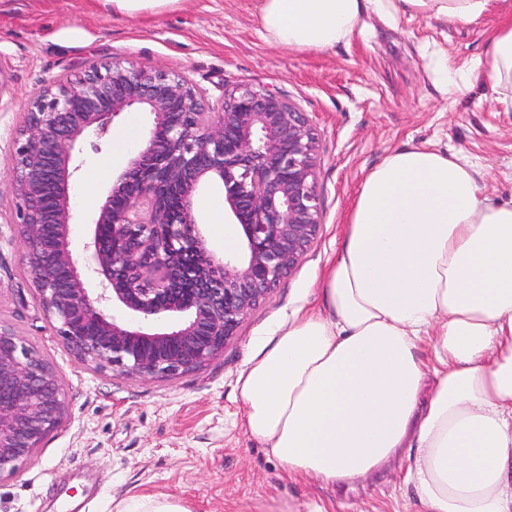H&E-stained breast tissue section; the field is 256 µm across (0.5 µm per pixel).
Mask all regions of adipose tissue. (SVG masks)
Returning a JSON list of instances; mask_svg holds the SVG:
<instances>
[{
	"label": "adipose tissue",
	"instance_id": "ef3b65f1",
	"mask_svg": "<svg viewBox=\"0 0 512 512\" xmlns=\"http://www.w3.org/2000/svg\"><path fill=\"white\" fill-rule=\"evenodd\" d=\"M491 0H255L277 45L324 52L362 16L470 24ZM512 90V18L485 64ZM319 303L277 326L238 378L244 432L294 476L351 483L409 461L419 512H512V200L476 166L410 146L371 169ZM433 350V366L419 356Z\"/></svg>",
	"mask_w": 512,
	"mask_h": 512
}]
</instances>
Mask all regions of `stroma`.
I'll return each mask as SVG.
<instances>
[{
    "label": "stroma",
    "mask_w": 512,
    "mask_h": 512,
    "mask_svg": "<svg viewBox=\"0 0 512 512\" xmlns=\"http://www.w3.org/2000/svg\"><path fill=\"white\" fill-rule=\"evenodd\" d=\"M499 10L472 24L398 16L362 18L351 42L321 52L282 48L264 37L254 0H181L160 12L113 15L105 0H0V323L47 358L62 378L65 422L34 460L0 480V512H116L127 496L169 495L192 512H407L413 489L406 458L336 489L288 478L242 430L237 380L261 342L301 307L315 304L314 281L342 246V226L365 175L393 150L430 145L466 157L492 198L512 197V99L470 69L485 58ZM440 49L463 93L435 83L429 53ZM187 75L210 97L241 81L277 91L311 120L317 139L319 232L270 299L250 312L222 355L173 380H142L80 365L55 336L30 290L15 233L10 157L32 96L52 81L112 58ZM151 117L115 118L101 152L84 148L72 184L95 175L104 198L128 156L114 138ZM198 215L216 256L239 251L216 235L230 224L221 188L200 189Z\"/></svg>",
    "instance_id": "1"
}]
</instances>
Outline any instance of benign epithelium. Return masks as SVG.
<instances>
[{
	"label": "benign epithelium",
	"instance_id": "obj_1",
	"mask_svg": "<svg viewBox=\"0 0 512 512\" xmlns=\"http://www.w3.org/2000/svg\"><path fill=\"white\" fill-rule=\"evenodd\" d=\"M123 112L151 114L152 128L89 223L79 260L69 247L76 147ZM24 135L12 177L32 290L74 358L101 372L170 379L221 355L320 227L309 119L246 82L214 104L184 74L114 58L36 92ZM204 185L224 188L242 253L209 250L193 203ZM67 415L54 366L0 324V480Z\"/></svg>",
	"mask_w": 512,
	"mask_h": 512
}]
</instances>
